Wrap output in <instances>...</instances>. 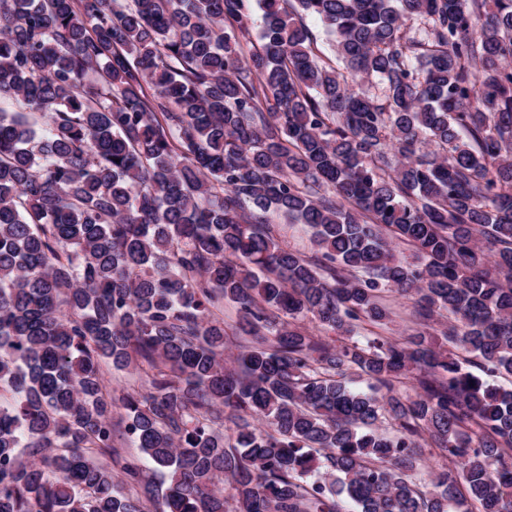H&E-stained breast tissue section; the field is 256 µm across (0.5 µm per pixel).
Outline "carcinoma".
I'll return each mask as SVG.
<instances>
[{
  "instance_id": "carcinoma-1",
  "label": "carcinoma",
  "mask_w": 512,
  "mask_h": 512,
  "mask_svg": "<svg viewBox=\"0 0 512 512\" xmlns=\"http://www.w3.org/2000/svg\"><path fill=\"white\" fill-rule=\"evenodd\" d=\"M260 10L0 0V512H512V0ZM303 23L310 29L314 37L315 51L320 58L336 68L342 67L331 49L329 38L321 21L312 15H303ZM270 220L275 235L288 245V248L307 256L315 253L310 241V232L302 224H291L275 215L271 216ZM386 303L393 309L396 316L393 322L388 324L386 330H381L372 327L368 324H364L367 330L360 329L362 334L370 335V331L382 333L385 336H392L396 339H401L407 334L411 333V330L416 327L414 304L413 301L404 296L398 294H389L386 298ZM107 379L112 387V390H117V394L123 389H139L144 385L146 379L145 375L141 373V370L131 371H115L110 370L107 374Z\"/></svg>"
}]
</instances>
